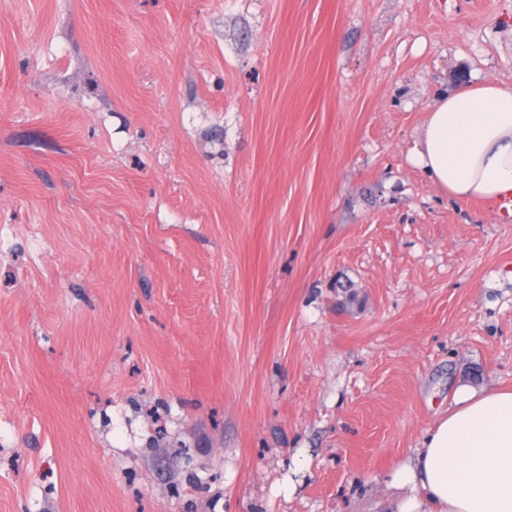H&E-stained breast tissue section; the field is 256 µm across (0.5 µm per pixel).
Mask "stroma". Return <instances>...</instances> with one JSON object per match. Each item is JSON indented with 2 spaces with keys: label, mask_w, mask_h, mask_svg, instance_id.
<instances>
[{
  "label": "stroma",
  "mask_w": 512,
  "mask_h": 512,
  "mask_svg": "<svg viewBox=\"0 0 512 512\" xmlns=\"http://www.w3.org/2000/svg\"><path fill=\"white\" fill-rule=\"evenodd\" d=\"M512 0H0V512H398L512 388V218L411 160Z\"/></svg>",
  "instance_id": "35a3bbf8"
}]
</instances>
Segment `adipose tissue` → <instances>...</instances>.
Returning a JSON list of instances; mask_svg holds the SVG:
<instances>
[{"mask_svg": "<svg viewBox=\"0 0 512 512\" xmlns=\"http://www.w3.org/2000/svg\"><path fill=\"white\" fill-rule=\"evenodd\" d=\"M414 163L460 201L512 195V88L485 84L431 105ZM392 485L400 512H512V391L460 390Z\"/></svg>", "mask_w": 512, "mask_h": 512, "instance_id": "adipose-tissue-1", "label": "adipose tissue"}]
</instances>
